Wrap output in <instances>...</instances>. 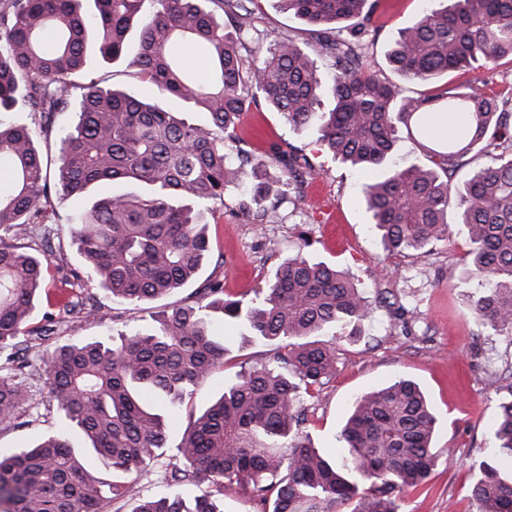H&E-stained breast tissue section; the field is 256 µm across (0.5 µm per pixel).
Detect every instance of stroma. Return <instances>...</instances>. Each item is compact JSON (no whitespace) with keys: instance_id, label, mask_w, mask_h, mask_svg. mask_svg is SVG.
<instances>
[{"instance_id":"35a3bbf8","label":"stroma","mask_w":512,"mask_h":512,"mask_svg":"<svg viewBox=\"0 0 512 512\" xmlns=\"http://www.w3.org/2000/svg\"><path fill=\"white\" fill-rule=\"evenodd\" d=\"M426 6V0H383L364 49L372 66L385 68V55L399 32ZM288 36L309 41L310 28L282 0H255L250 47L263 54L274 38ZM451 84L507 88L512 85V60L455 71L427 84L408 82L404 88L407 95L433 98ZM236 133L239 147L248 152L270 140L306 154L315 170L306 179L302 198L287 195L275 223L252 224L242 214L248 197L240 189L228 188L223 204L208 218L211 251L198 277L153 301L116 302L96 286H80L71 272L82 269L83 260L66 230H59L51 248L41 255L42 298L27 331L44 332L63 318L66 301L89 294L99 312L70 322V337L145 331L153 327L155 312L196 302L212 281H223L225 293L251 296L289 257L300 254L313 262L336 265L349 272L375 310L357 342H337L335 373L318 399L306 403L313 445L328 459H340L345 450L338 433L354 397L401 378L414 380L437 417V459L428 483L404 496L401 512H476L470 497L472 465L491 457L495 448L496 396L488 379L512 367V335L494 333L472 315L471 302L483 284L469 273L465 235L453 233L449 241L433 245L424 254H386L362 197L363 185L377 178L376 170L335 162L320 145L315 128L293 127L280 113L265 107L244 113ZM408 310L414 311L413 319H404ZM214 333L228 349L223 366L179 405L155 402L167 420L169 449H176L194 418L236 381L241 369L267 359L266 346L246 342V331L239 324H216ZM59 429L56 420L34 415L22 426L1 427L0 455H11Z\"/></svg>"}]
</instances>
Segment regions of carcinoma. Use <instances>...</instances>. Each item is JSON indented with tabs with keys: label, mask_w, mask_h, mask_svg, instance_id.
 <instances>
[{
	"label": "carcinoma",
	"mask_w": 512,
	"mask_h": 512,
	"mask_svg": "<svg viewBox=\"0 0 512 512\" xmlns=\"http://www.w3.org/2000/svg\"><path fill=\"white\" fill-rule=\"evenodd\" d=\"M255 0H0V426L41 407L90 441L75 448L66 432L0 456V512H110L111 499L133 497L131 482L98 489L86 467L94 452L114 472H142L166 447L163 414L146 390L176 405L224 364L226 348L212 328L234 321L272 357L224 388L177 447L185 469L171 479L206 482L186 501L178 492L139 500L132 512H224L221 496L248 487L266 512H400L403 493L425 485L435 467L437 418L420 386L408 379L362 394L338 439L347 454L327 460L305 430V398L319 397L336 370V347L316 336L336 329L353 341L374 306L342 272L297 255L280 264L253 298L209 289L210 300L168 307L147 332L119 340L66 342L32 363L25 325L43 281L40 251L23 240L43 227L52 188L86 205L68 222L71 242L95 285L113 298L157 300L193 281L210 251L204 214L233 186L250 195L260 224L273 223L282 200L302 193L306 157L276 143L261 156L237 148L236 119L264 104L294 127L316 125L332 157L382 171L363 186L370 224L383 250L423 253L463 227L471 273L487 288L472 314L512 335V90L508 96L469 85L434 99L403 88L362 58L380 0H283L314 26V43L274 40L246 62ZM141 31L139 78L157 90L139 99L102 85L92 61L111 64L127 51L133 21ZM202 52V81L186 52ZM334 66L333 106L320 110L323 84L314 56ZM512 57V0H435L401 30L387 65L409 81ZM174 96L210 114L202 126L178 118ZM30 115L21 123L12 116ZM56 182L39 150L59 114ZM430 138L432 166L396 167L390 156L400 127ZM237 152L239 163L231 160ZM486 164L461 179L465 157ZM278 170L274 189L267 169ZM137 190L96 198L102 182ZM496 458L473 465L477 512H512V373L493 377ZM47 391L48 400L40 398Z\"/></svg>",
	"instance_id": "cac0c4a2"
}]
</instances>
